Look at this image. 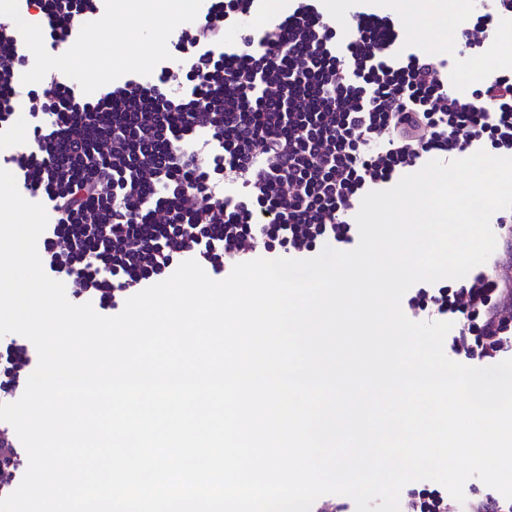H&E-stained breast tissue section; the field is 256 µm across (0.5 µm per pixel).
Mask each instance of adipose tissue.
<instances>
[{
  "mask_svg": "<svg viewBox=\"0 0 512 512\" xmlns=\"http://www.w3.org/2000/svg\"><path fill=\"white\" fill-rule=\"evenodd\" d=\"M195 7V0H113V14L125 17V24L114 25L111 19L102 21L105 35L89 49L93 65L78 58L71 62L70 72L104 80L113 70L131 62H146L152 45L163 37L169 19L189 17Z\"/></svg>",
  "mask_w": 512,
  "mask_h": 512,
  "instance_id": "adipose-tissue-1",
  "label": "adipose tissue"
}]
</instances>
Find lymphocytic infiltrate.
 I'll return each instance as SVG.
<instances>
[{"instance_id": "f902f5d3", "label": "lymphocytic infiltrate", "mask_w": 512, "mask_h": 512, "mask_svg": "<svg viewBox=\"0 0 512 512\" xmlns=\"http://www.w3.org/2000/svg\"><path fill=\"white\" fill-rule=\"evenodd\" d=\"M50 50L99 14L104 0H24ZM256 0H210L168 62L146 79L75 94L52 70L22 73L13 17L0 16V130L28 103L26 144L13 156L23 184L50 209L40 258L75 303L109 313L166 278L184 254L221 274L261 254L307 259L359 238L349 217L372 186L428 159L486 145L512 154V75L471 92L448 82L446 60L406 45L387 15L330 19L294 0L262 33L226 28ZM512 0H483L458 19L461 49L482 47ZM228 183L236 197L224 195ZM512 252H493L462 281L409 289L414 321H449L462 364L512 354ZM33 354L0 342V393L26 386ZM0 486L14 491L24 454L0 428Z\"/></svg>"}]
</instances>
